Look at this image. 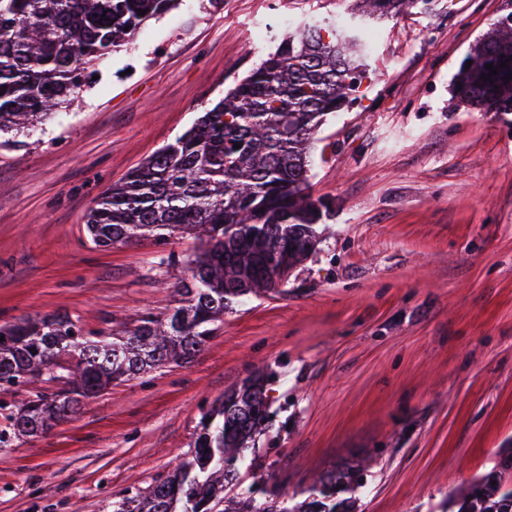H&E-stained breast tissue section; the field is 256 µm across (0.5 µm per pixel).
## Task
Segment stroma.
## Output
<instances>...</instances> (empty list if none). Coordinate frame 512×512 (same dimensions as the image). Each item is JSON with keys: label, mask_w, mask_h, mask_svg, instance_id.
Here are the masks:
<instances>
[{"label": "stroma", "mask_w": 512, "mask_h": 512, "mask_svg": "<svg viewBox=\"0 0 512 512\" xmlns=\"http://www.w3.org/2000/svg\"><path fill=\"white\" fill-rule=\"evenodd\" d=\"M352 0H180L96 61V80L0 145V325L66 315L128 335L177 306L195 243L96 247L84 217L274 51L279 16ZM512 0H437L374 27L359 99L329 117L310 191L321 242L287 283L226 311L194 357L117 381L0 450V512H113L191 456L225 391L264 374L252 444L268 485L365 460L358 512H444L512 442V113L450 83Z\"/></svg>", "instance_id": "1"}]
</instances>
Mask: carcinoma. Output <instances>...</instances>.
Wrapping results in <instances>:
<instances>
[{"label":"carcinoma","mask_w":512,"mask_h":512,"mask_svg":"<svg viewBox=\"0 0 512 512\" xmlns=\"http://www.w3.org/2000/svg\"><path fill=\"white\" fill-rule=\"evenodd\" d=\"M176 2L0 0V133L43 121L75 96L96 59ZM433 5L355 0L340 24L310 17L283 30L275 50L189 130L112 185L85 216L96 246L135 237L163 243L175 232L199 240L186 260L181 305L162 318L143 317L133 333L112 341L67 316L0 326L1 392L44 375L54 381L52 366L76 359L64 389L34 395L13 416L12 431L0 430V448L44 432L114 381L196 355L233 300L275 290L264 271L288 242L294 264L309 256L324 203L309 192L308 155L325 117L343 110L367 76L373 47L362 23ZM466 59L471 66L460 64L454 97L472 108L512 112V26L476 41ZM489 63L497 73L486 81ZM206 417L191 458L145 493L124 498L115 512H273L278 494L264 498L265 479L245 455L270 417L263 385L246 381L224 393ZM361 470L351 464L321 473L289 512H354L349 493L359 484L344 478ZM246 474L253 483L244 494L238 489Z\"/></svg>","instance_id":"carcinoma-1"}]
</instances>
